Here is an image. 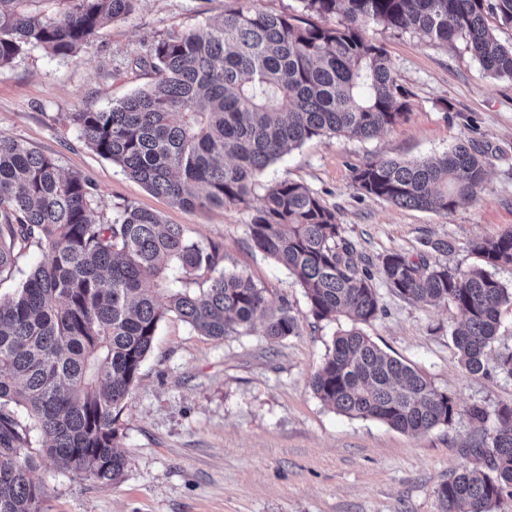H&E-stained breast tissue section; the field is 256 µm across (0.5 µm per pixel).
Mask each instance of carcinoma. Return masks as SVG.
<instances>
[{
    "label": "carcinoma",
    "instance_id": "obj_1",
    "mask_svg": "<svg viewBox=\"0 0 512 512\" xmlns=\"http://www.w3.org/2000/svg\"><path fill=\"white\" fill-rule=\"evenodd\" d=\"M136 2L0 0V67L33 48L68 58ZM300 3L299 15L253 3L232 8L215 24L151 43L148 88L69 120L100 156L182 208L252 210L254 246L297 279L309 314L347 324L312 375L323 403L407 434L449 427L459 414L455 400L363 332L381 312L373 280L416 305L456 306L461 364L483 374L500 309L512 304V291L488 268L512 263V233L472 244L480 266L450 269L390 252L373 273L307 187L285 178L258 198L254 188L285 151L313 137L366 140L402 118L406 92L367 26L432 42L461 38L484 71L512 79V45L488 23L493 15L512 26V0ZM308 14L342 21L314 25ZM487 166L485 151L458 142L438 157L368 162L353 181L395 206L448 214L477 199ZM92 194L88 177L0 137V281L14 272L15 250L41 252L15 291L0 297V512H46L32 479L40 458L100 485L123 478L117 422L168 315L216 339L258 321L273 341L298 334L286 302L242 273L213 275L224 261L220 246H204L132 203L98 223ZM174 267L181 276L170 277ZM200 275L207 286L188 288ZM468 416L480 424L471 452L484 469L464 468L442 484L441 512H492L503 495L512 497V406L499 410L490 432L483 408ZM34 434L42 440L38 459L23 453Z\"/></svg>",
    "mask_w": 512,
    "mask_h": 512
}]
</instances>
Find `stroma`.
<instances>
[{
    "mask_svg": "<svg viewBox=\"0 0 512 512\" xmlns=\"http://www.w3.org/2000/svg\"><path fill=\"white\" fill-rule=\"evenodd\" d=\"M234 3L138 0L71 57L36 49L0 67V137L89 177L97 221L132 203L182 225L193 240L221 247L225 269L286 298L301 321L299 335L273 342L257 329L213 339L169 316L117 423L128 460L123 480L105 487L48 462L33 479L47 512H440V485L482 465L465 453L476 433L468 409L492 414L512 405V378L462 368L452 340L460 311L412 304L378 279L381 313L363 328L455 399L460 414L452 426L414 436L336 413L315 396L311 378L341 324L314 320L295 278L255 248L249 211L175 205L89 148L67 120L152 84L151 70L137 63L147 43L218 20ZM366 34L384 46L407 92L405 118L366 141L307 140L268 167L255 192L283 178L305 185L334 211L357 261L372 270L393 251L451 268L477 264L473 241L512 233V79L484 72L460 39L433 43L376 24ZM460 141L484 149L490 164L479 199L455 212L401 208L353 184L354 168L368 162L435 156ZM439 241L453 242L454 251L435 250Z\"/></svg>",
    "mask_w": 512,
    "mask_h": 512,
    "instance_id": "35a3bbf8",
    "label": "stroma"
}]
</instances>
